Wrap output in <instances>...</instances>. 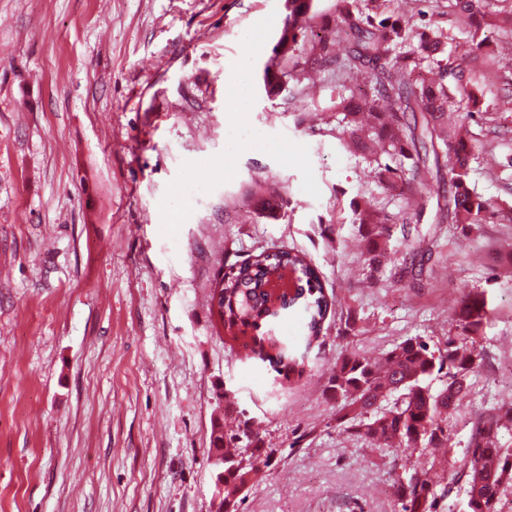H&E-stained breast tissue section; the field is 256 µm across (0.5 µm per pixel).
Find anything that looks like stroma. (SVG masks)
<instances>
[{
  "label": "stroma",
  "mask_w": 512,
  "mask_h": 512,
  "mask_svg": "<svg viewBox=\"0 0 512 512\" xmlns=\"http://www.w3.org/2000/svg\"><path fill=\"white\" fill-rule=\"evenodd\" d=\"M284 0H0V512H212L214 421L260 425L270 457L238 512H391L389 485L414 462L343 433L324 390L347 351L380 356L410 336L455 335L460 287L491 314L473 396L451 419L461 457L485 402L512 407V223L468 234L421 224L422 281L405 269L407 197L347 148L336 73L296 76L309 47L273 59ZM338 0H313L332 55ZM448 0H388L386 15L451 31ZM258 34L255 45L244 32ZM252 56V108L226 109L224 76ZM273 64L284 85L267 96ZM466 79L512 96V70L471 56ZM264 149L224 153L239 124ZM498 166L469 184L512 216ZM287 203L260 213V181ZM391 221V259L369 275L354 204ZM315 264L336 301L305 346L299 315L276 334L305 357L287 383L242 356L211 305L218 272L263 251ZM357 331H344L347 313Z\"/></svg>",
  "instance_id": "35a3bbf8"
}]
</instances>
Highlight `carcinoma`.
Returning a JSON list of instances; mask_svg holds the SVG:
<instances>
[{"label": "carcinoma", "mask_w": 512, "mask_h": 512, "mask_svg": "<svg viewBox=\"0 0 512 512\" xmlns=\"http://www.w3.org/2000/svg\"><path fill=\"white\" fill-rule=\"evenodd\" d=\"M336 28H348L355 49L333 59L328 43L312 45L318 60L336 63V71L349 75L369 71V87L342 85L336 108L342 114V134L353 141L368 163L375 164L380 183L402 187L411 200L409 218L420 219L436 207L439 224H485V199L468 185L470 163L494 153L492 142L475 138L462 123L448 128V112L465 119L474 116V86L463 82L468 54L443 61L444 41L408 21L380 17L374 4L386 0H341ZM448 25L460 16L481 13L490 18L505 0H450ZM312 0H288V14L273 46V58L295 53L306 43L311 24L303 19ZM485 27L470 32L469 51L490 47ZM435 64V76L425 65ZM437 180L448 181L445 195L426 193ZM261 205L272 211L282 205L280 192L260 189ZM350 221L366 242L369 272L378 271L388 254V221L368 201L352 208ZM281 267L297 272L298 288L274 300L264 291L267 276ZM224 327L252 333L244 347L285 380L304 374V358L273 336L274 320L290 310L303 316L306 346L316 341L332 302L324 292L318 269L304 255L291 250L262 252L225 275ZM489 318L480 294L463 292L457 315L458 332L444 347L422 336L402 340L376 360L345 353L330 369L327 391L336 401V420L342 431L366 437L387 450L440 448L448 444V418L471 392V377L482 360V328ZM442 378L439 389L432 381ZM512 424V408L502 413L492 407L479 416L468 438L464 458L451 466L450 477L434 479L430 470L410 464L390 484L394 512H439L441 500L454 489L464 491L465 512H501L503 494L512 486V447L501 443L502 430ZM211 451L224 459V507L236 512L233 492L247 487L268 456L258 434L243 422L236 429L211 435Z\"/></svg>", "instance_id": "cac0c4a2"}]
</instances>
